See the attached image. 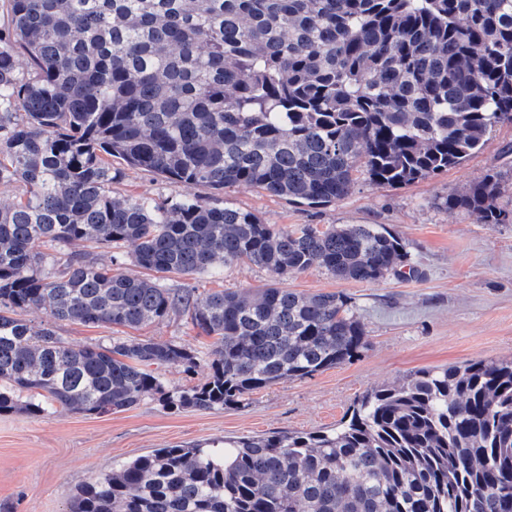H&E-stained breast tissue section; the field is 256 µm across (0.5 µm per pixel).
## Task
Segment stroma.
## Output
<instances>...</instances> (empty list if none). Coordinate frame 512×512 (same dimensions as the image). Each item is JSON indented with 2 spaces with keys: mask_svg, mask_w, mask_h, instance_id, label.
Listing matches in <instances>:
<instances>
[{
  "mask_svg": "<svg viewBox=\"0 0 512 512\" xmlns=\"http://www.w3.org/2000/svg\"><path fill=\"white\" fill-rule=\"evenodd\" d=\"M112 165L122 168L117 159ZM122 170L112 185L116 195L204 193L140 169ZM493 172L502 185L498 204L512 211V124L497 126L484 147L457 167L405 187L362 178L345 198L313 207L248 185L222 193V201L280 228L384 225L402 239L416 273L363 283L315 267L288 276L286 287L298 293L349 296L369 344L350 362L257 390L244 405L175 410L153 399L101 415L61 409L37 417L1 412L0 512H69L76 492L115 461L175 445L328 430L366 393L401 382L414 371L512 357V223L481 224L468 212L444 205L449 195ZM271 281L266 269L241 265L212 275L174 276L168 285L202 293L212 288L246 292ZM58 333L74 346L112 336L188 344L198 353V366L192 372L177 365L163 368L162 381L170 392L203 383L209 375L213 340L179 313L136 329L62 322Z\"/></svg>",
  "mask_w": 512,
  "mask_h": 512,
  "instance_id": "35a3bbf8",
  "label": "stroma"
}]
</instances>
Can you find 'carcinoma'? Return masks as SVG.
Masks as SVG:
<instances>
[{
  "label": "carcinoma",
  "mask_w": 512,
  "mask_h": 512,
  "mask_svg": "<svg viewBox=\"0 0 512 512\" xmlns=\"http://www.w3.org/2000/svg\"><path fill=\"white\" fill-rule=\"evenodd\" d=\"M0 24V412L39 416L238 406L368 346L351 298L273 285L170 288L158 274L251 264L398 276L378 224L263 223L216 194L256 187L319 206L362 173L403 187L459 165L512 123V0H3ZM30 69L18 72L17 52ZM213 191L112 195L111 159ZM495 173L444 205L512 222ZM135 246V278L70 250ZM41 310L28 323L22 313ZM177 310L215 338L206 382L177 340L76 347L56 324L138 327ZM70 512H512V357L416 371L327 431L157 448L85 485Z\"/></svg>",
  "instance_id": "obj_1"
}]
</instances>
